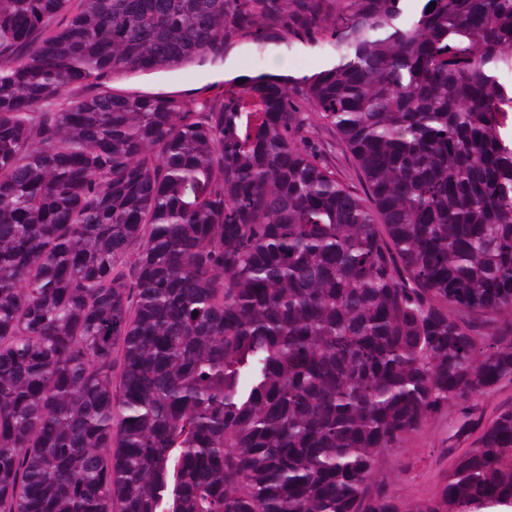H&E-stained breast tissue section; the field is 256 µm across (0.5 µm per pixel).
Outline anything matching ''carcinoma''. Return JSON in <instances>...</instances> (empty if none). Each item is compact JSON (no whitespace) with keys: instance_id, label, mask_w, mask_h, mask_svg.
<instances>
[{"instance_id":"1","label":"carcinoma","mask_w":512,"mask_h":512,"mask_svg":"<svg viewBox=\"0 0 512 512\" xmlns=\"http://www.w3.org/2000/svg\"><path fill=\"white\" fill-rule=\"evenodd\" d=\"M273 41L325 63L103 87ZM506 74L512 0H0V512L512 507ZM316 139L317 148L328 159L334 170L336 169V176L362 193V184L354 162L342 149L334 132L329 127H323L318 130ZM459 420V414L448 418L442 416L431 422L420 434L411 437L404 448L396 450L390 461L411 462L397 492L406 501L424 499L432 495L441 478L451 464V458L443 452L448 445L464 448L462 442L448 441L452 426Z\"/></svg>"}]
</instances>
